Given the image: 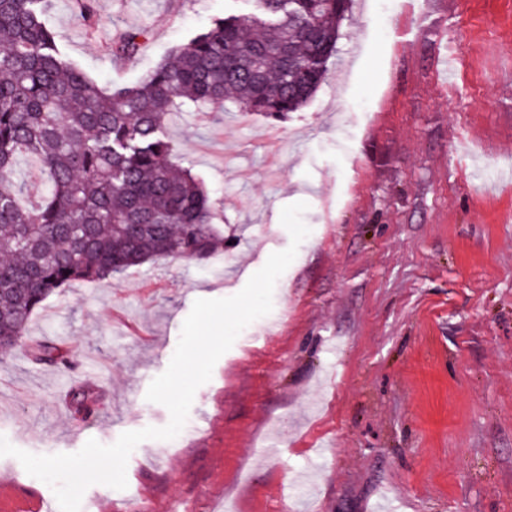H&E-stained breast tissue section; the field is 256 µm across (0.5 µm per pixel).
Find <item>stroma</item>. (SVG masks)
<instances>
[{
    "mask_svg": "<svg viewBox=\"0 0 512 512\" xmlns=\"http://www.w3.org/2000/svg\"><path fill=\"white\" fill-rule=\"evenodd\" d=\"M75 0L47 21L103 85L154 69L243 0ZM140 56L112 63L117 30ZM340 61L302 111L195 113L169 129L221 219L223 255L167 258L74 283L0 354V435L38 455L162 427L146 400L195 300L237 294L290 235L310 233L194 396L171 440L130 454L127 487L81 512H512V0H353ZM283 138L272 154L267 131ZM38 342L66 363L42 361ZM84 391L75 413L62 396ZM52 489L0 457V512Z\"/></svg>",
    "mask_w": 512,
    "mask_h": 512,
    "instance_id": "obj_1",
    "label": "stroma"
}]
</instances>
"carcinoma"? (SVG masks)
<instances>
[{
	"label": "carcinoma",
	"mask_w": 512,
	"mask_h": 512,
	"mask_svg": "<svg viewBox=\"0 0 512 512\" xmlns=\"http://www.w3.org/2000/svg\"><path fill=\"white\" fill-rule=\"evenodd\" d=\"M176 47L132 84L101 86L47 25L48 0H0V348L46 301L163 258L224 252L214 205L180 162L165 123L224 103L280 120L300 111L338 61L352 0H250ZM86 27L91 5L76 0ZM141 29L114 42L134 59ZM41 180L32 194L21 166Z\"/></svg>",
	"instance_id": "obj_1"
}]
</instances>
